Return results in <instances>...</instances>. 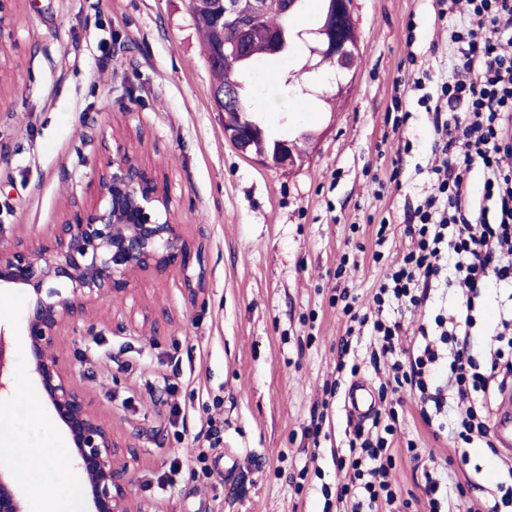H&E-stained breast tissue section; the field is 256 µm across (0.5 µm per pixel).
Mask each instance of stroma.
Returning <instances> with one entry per match:
<instances>
[{"label":"stroma","instance_id":"1","mask_svg":"<svg viewBox=\"0 0 512 512\" xmlns=\"http://www.w3.org/2000/svg\"><path fill=\"white\" fill-rule=\"evenodd\" d=\"M321 0H305L290 59L262 61L248 85L260 118L282 133L314 132L300 166L274 169L224 138L214 78L189 0H12L14 25L0 68V246L38 249L63 215L96 199L116 142L167 184L174 221L193 245L188 268L133 275L126 293L96 307L95 335L61 329L57 348L77 384L112 417L130 463L133 512H337L336 466L348 452L345 407L354 382L378 389L368 336L356 373L337 372L350 324L335 300L372 304L384 273L412 247L406 213L431 190V117L406 95L411 116L393 132L398 81L448 76L452 25L433 0H353L362 60L343 99L333 81L302 87L298 112L287 78L303 74ZM391 234L377 245L375 231ZM205 274L203 292L185 278ZM456 290L388 316L412 347L419 324L452 312ZM496 290L483 293L470 337L483 361L499 321ZM23 293L0 291V326L18 346L23 402L0 398V427L24 440L31 417L47 447L64 448L34 387L18 333ZM393 425L392 470L404 512H428L424 470L447 469L468 501L493 512L502 460L425 424L409 395L377 398Z\"/></svg>","mask_w":512,"mask_h":512}]
</instances>
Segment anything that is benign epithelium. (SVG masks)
Masks as SVG:
<instances>
[{
  "mask_svg": "<svg viewBox=\"0 0 512 512\" xmlns=\"http://www.w3.org/2000/svg\"><path fill=\"white\" fill-rule=\"evenodd\" d=\"M297 0H195L209 20L221 56L240 54L255 37V23L272 7L283 15ZM352 0H336L316 32L313 53L336 69L356 68L360 45L350 38ZM236 86L218 84L216 111L231 116L238 107ZM224 139L265 167L293 168L306 156L305 146L284 139L260 152L265 139L257 123L224 127ZM96 202L59 225L56 235L36 251L22 244L0 248V288L25 293L28 302L20 323L30 373L59 426L71 442L70 468L89 502L88 512H130L129 466L112 434L110 417L71 379L56 351L58 330L94 332L93 311L105 297L125 292L137 271L162 274L187 267L191 244L172 218L171 198L158 177L141 167L128 146L117 144L103 164ZM16 346L0 326V396L10 393ZM27 495L13 470L0 463V512H27Z\"/></svg>",
  "mask_w": 512,
  "mask_h": 512,
  "instance_id": "obj_1",
  "label": "benign epithelium"
}]
</instances>
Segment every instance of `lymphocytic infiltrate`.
<instances>
[{
    "label": "lymphocytic infiltrate",
    "instance_id": "f902f5d3",
    "mask_svg": "<svg viewBox=\"0 0 512 512\" xmlns=\"http://www.w3.org/2000/svg\"><path fill=\"white\" fill-rule=\"evenodd\" d=\"M472 24L452 30L458 53L453 72L426 85L413 82L417 103L431 112L436 139L431 172L436 189L410 212L406 232L416 242L402 263L383 276L373 313L344 315L369 327L374 339L373 359L389 357L397 390L417 399L423 420L455 413L461 437L469 444L492 447L487 422L477 409L487 408V395L512 385V313L501 317L497 348L484 371H476L470 354L474 302L490 288L512 287V0H467ZM484 174L483 197L492 211L474 213L470 174ZM456 289L463 306L456 315L436 319V330L421 329L420 344L408 361L398 358L400 325L383 316L387 302L412 306L427 302L432 289ZM449 365L456 392L447 397L431 387L432 372ZM391 425L377 428L374 437L350 443L347 456L338 458L348 480L337 490L349 512H369L379 501L397 499L391 479L394 458L387 442Z\"/></svg>",
    "mask_w": 512,
    "mask_h": 512
}]
</instances>
